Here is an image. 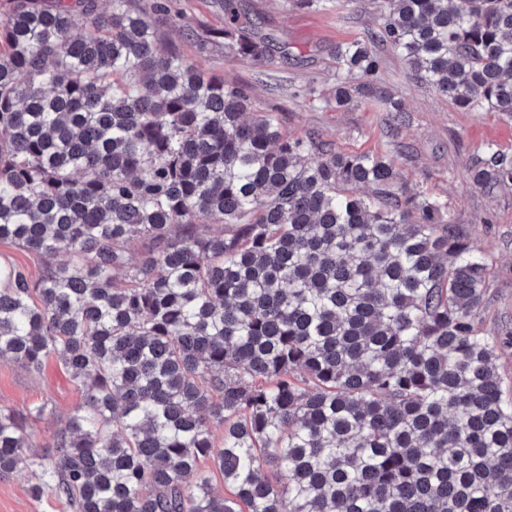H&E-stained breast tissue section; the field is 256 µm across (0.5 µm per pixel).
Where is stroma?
Masks as SVG:
<instances>
[{
  "label": "stroma",
  "mask_w": 512,
  "mask_h": 512,
  "mask_svg": "<svg viewBox=\"0 0 512 512\" xmlns=\"http://www.w3.org/2000/svg\"><path fill=\"white\" fill-rule=\"evenodd\" d=\"M241 19L253 35L267 41L260 59L234 58L223 44L197 54L183 36L197 37L223 28L222 0H171V21L164 45L179 47L209 73L226 83L246 87L258 109L278 113L289 135H319L336 149L356 153H394L397 143L410 144V156L398 164L410 186L447 198L448 210L461 232L483 247L493 264L488 301L481 314L483 329L499 334L512 325V184L482 192L470 187L465 174L471 160L491 144L512 155V118L499 112L466 111L411 80L397 56L378 48L380 79L405 104L409 120L394 127L387 113L362 107H325L322 99L336 83V44L361 37L373 27L383 0H349L341 8L300 7L296 0H238ZM50 401L54 414L31 422L28 439L46 444L52 432L82 401L70 373L56 360L30 375L21 366L0 360V405L23 411ZM35 476L27 471L0 475V512H68L51 493L34 496Z\"/></svg>",
  "instance_id": "obj_1"
}]
</instances>
